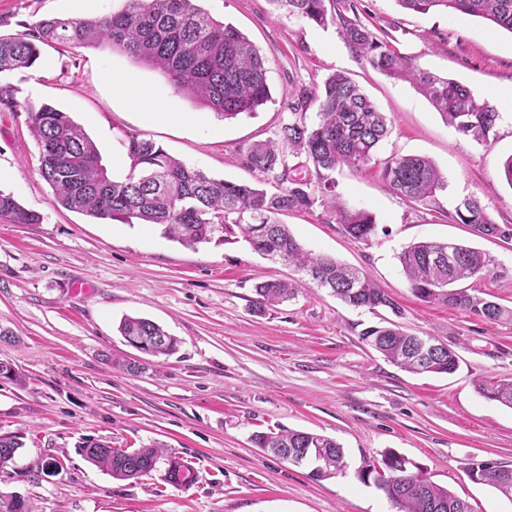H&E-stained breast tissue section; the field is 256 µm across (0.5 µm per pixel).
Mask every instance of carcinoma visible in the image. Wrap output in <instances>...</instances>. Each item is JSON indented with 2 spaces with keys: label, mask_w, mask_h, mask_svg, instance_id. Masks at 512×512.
<instances>
[{
  "label": "carcinoma",
  "mask_w": 512,
  "mask_h": 512,
  "mask_svg": "<svg viewBox=\"0 0 512 512\" xmlns=\"http://www.w3.org/2000/svg\"><path fill=\"white\" fill-rule=\"evenodd\" d=\"M290 16L319 26L334 19L336 0H271ZM404 9L482 18L512 33V0H396ZM341 35L356 56L380 73L412 84L443 119L465 137L489 140L499 112L464 84L414 66L412 59L391 49L364 26L340 18ZM105 48L162 72L174 89L189 101L222 119L251 113L270 99L265 58L256 45L233 25L217 21L196 0H125V8L110 15L38 20L13 35L0 34V73L30 69L46 47ZM317 105L318 123L301 118L280 126L277 138L247 148L244 166L275 184L232 182L209 177L168 154L141 134L125 135L128 173L115 180L102 165L95 142L71 117L49 104L28 105L27 124L41 150L40 172L61 207L102 221L154 224L164 237L195 249L200 244L237 239L266 259L285 262L298 273L313 275L316 287L326 289L345 304L373 312L399 307L363 272L336 259L303 248L279 216L288 212L314 214L356 241L374 233L373 215L345 206L336 193V170H359L374 161L375 150L389 134L387 117L348 76L328 75L323 85L300 92L299 105ZM305 156V172L288 166L284 148ZM385 186L408 202L425 204L446 188L432 160L422 155H392L378 162ZM0 217L12 224H39L41 216L24 208L12 194L0 191ZM455 222L467 225L481 238L511 241L512 232L497 223L477 197L464 199ZM401 270L415 297L429 304L464 310L490 323L509 320L512 308L475 294L459 284L489 273L494 260L482 251L453 242H413L398 255ZM294 283L261 279L255 285V308L263 312L294 298ZM126 338L156 340L152 356L172 355L178 340L153 321L126 316L119 325ZM361 339L389 362L417 374H451L458 366L448 346L430 359L418 355L417 337L388 321L370 326ZM483 397L512 408V379L489 378L476 383ZM259 448L284 461L300 454L320 457L322 468L309 477L323 480L346 468L344 449L332 438L308 431L280 429L252 435ZM20 438L0 434V469L12 462ZM82 455L117 480L138 479L154 470L163 446L152 444L132 451L90 441ZM470 479L512 498V469L486 460L470 464ZM359 479L374 485L398 512H472L471 505L447 487L433 482L414 461L393 450L367 462ZM164 480L187 487L192 468L171 459Z\"/></svg>",
  "instance_id": "1"
}]
</instances>
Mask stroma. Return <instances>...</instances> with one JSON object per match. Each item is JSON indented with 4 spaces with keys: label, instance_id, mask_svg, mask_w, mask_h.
I'll use <instances>...</instances> for the list:
<instances>
[{
    "label": "stroma",
    "instance_id": "stroma-1",
    "mask_svg": "<svg viewBox=\"0 0 512 512\" xmlns=\"http://www.w3.org/2000/svg\"><path fill=\"white\" fill-rule=\"evenodd\" d=\"M347 19L411 57L414 65L456 79L495 106L500 118L486 144L449 126L411 84L372 69L340 35L281 13L269 0H198L234 25L266 60L271 99L231 120L192 104L157 70L97 48H48L31 70L0 73L19 111L0 112V190L40 213L41 223L0 220V362L19 380L0 378V434L20 436L13 463L0 469V494L20 496L31 512H396L359 467L392 449L467 500L473 512H512V499L474 483L470 462L512 465V408L482 397L481 378H512V323H489L427 304L411 292L397 256L421 240L464 243L487 252L494 269L469 285L512 308V241L482 239L456 223L455 209L478 197L496 222L512 224V32L445 11L401 9L396 0H351ZM125 0H0V34L43 18L83 19L120 11ZM359 84L389 120L378 158H430L447 187L427 204L392 194L377 166L342 169L336 191L348 208L373 214L369 241L344 235L317 216H284L309 251L368 274L398 312L345 305L299 284L295 299L258 315L260 277L294 279L292 267L244 242L192 250L148 224L100 221L64 209L39 173V147L25 105L67 112L97 144L113 177L127 172L126 134L140 133L209 176L256 181L243 152L275 138L302 89L334 72ZM166 119H158V112ZM160 324L179 341L175 354L149 356L118 332L124 316ZM395 320L431 336L459 358L452 374H413L365 344L361 331ZM140 362L131 375L104 364ZM281 428L336 440L347 466L320 481L307 468L257 448V431ZM115 448L164 444L190 464L195 480L176 488L162 471L113 479L81 453L85 440ZM60 465L42 469L43 460Z\"/></svg>",
    "mask_w": 512,
    "mask_h": 512
}]
</instances>
